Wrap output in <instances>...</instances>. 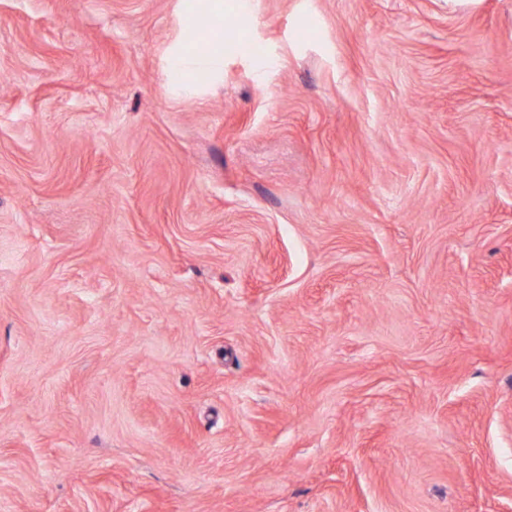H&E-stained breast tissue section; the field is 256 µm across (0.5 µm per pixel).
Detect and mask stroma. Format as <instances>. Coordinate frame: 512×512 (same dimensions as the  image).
Here are the masks:
<instances>
[{
    "label": "stroma",
    "mask_w": 512,
    "mask_h": 512,
    "mask_svg": "<svg viewBox=\"0 0 512 512\" xmlns=\"http://www.w3.org/2000/svg\"><path fill=\"white\" fill-rule=\"evenodd\" d=\"M198 2L0 0V512H512V0Z\"/></svg>",
    "instance_id": "stroma-1"
}]
</instances>
